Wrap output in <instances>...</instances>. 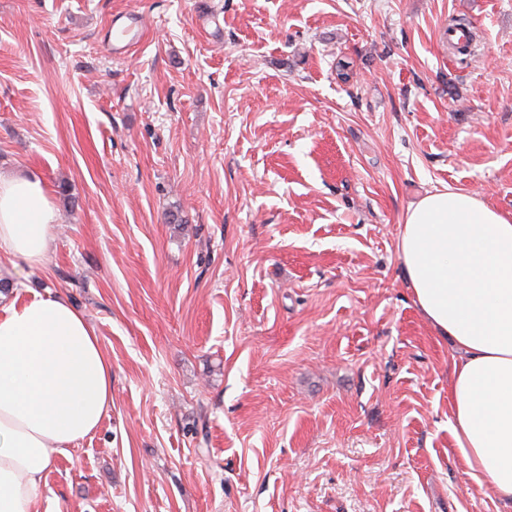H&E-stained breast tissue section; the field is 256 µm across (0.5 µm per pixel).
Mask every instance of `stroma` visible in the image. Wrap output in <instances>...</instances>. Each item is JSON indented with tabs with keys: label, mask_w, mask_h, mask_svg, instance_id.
I'll return each mask as SVG.
<instances>
[{
	"label": "stroma",
	"mask_w": 512,
	"mask_h": 512,
	"mask_svg": "<svg viewBox=\"0 0 512 512\" xmlns=\"http://www.w3.org/2000/svg\"><path fill=\"white\" fill-rule=\"evenodd\" d=\"M0 176L57 214L0 280L112 362L35 512H512L453 446L397 249L446 187L512 217V0H0ZM128 21L116 27L112 33V47L114 50H121L134 41L135 36L140 32L141 19L138 14L127 17Z\"/></svg>",
	"instance_id": "35a3bbf8"
}]
</instances>
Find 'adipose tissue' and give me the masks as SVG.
I'll return each mask as SVG.
<instances>
[{
	"mask_svg": "<svg viewBox=\"0 0 512 512\" xmlns=\"http://www.w3.org/2000/svg\"><path fill=\"white\" fill-rule=\"evenodd\" d=\"M55 209L37 178L0 180V255L43 264ZM398 253L416 305L453 362L450 431L472 475L512 503V218L476 194H426ZM112 363L64 296L0 295V512H33L55 457L99 428Z\"/></svg>",
	"mask_w": 512,
	"mask_h": 512,
	"instance_id": "obj_1",
	"label": "adipose tissue"
}]
</instances>
